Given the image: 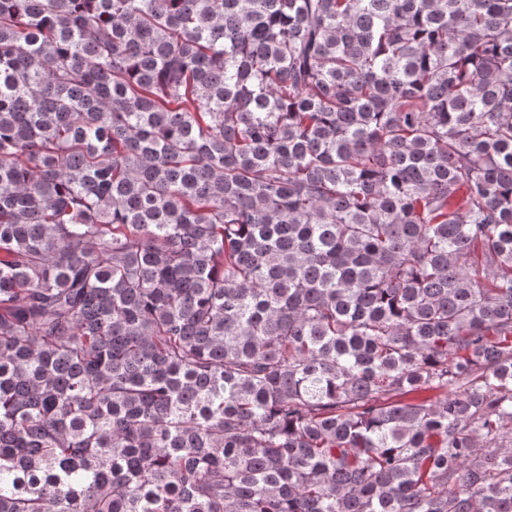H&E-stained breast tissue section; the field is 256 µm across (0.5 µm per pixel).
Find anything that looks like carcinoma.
<instances>
[{"instance_id": "1", "label": "carcinoma", "mask_w": 512, "mask_h": 512, "mask_svg": "<svg viewBox=\"0 0 512 512\" xmlns=\"http://www.w3.org/2000/svg\"><path fill=\"white\" fill-rule=\"evenodd\" d=\"M0 512H512V0H0Z\"/></svg>"}]
</instances>
